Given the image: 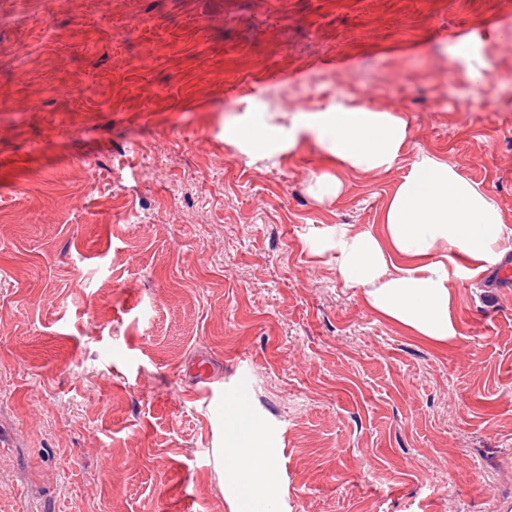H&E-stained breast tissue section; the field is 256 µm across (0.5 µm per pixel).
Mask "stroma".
Listing matches in <instances>:
<instances>
[{"instance_id":"35a3bbf8","label":"stroma","mask_w":512,"mask_h":512,"mask_svg":"<svg viewBox=\"0 0 512 512\" xmlns=\"http://www.w3.org/2000/svg\"><path fill=\"white\" fill-rule=\"evenodd\" d=\"M470 38L487 85L450 62ZM343 95L407 151L308 191L224 119ZM424 154L512 214V0H0V512H233L224 400L275 455L277 512H498L512 499V251L439 347L315 253L377 228ZM210 366L199 384L197 361Z\"/></svg>"}]
</instances>
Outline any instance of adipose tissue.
<instances>
[{
    "mask_svg": "<svg viewBox=\"0 0 512 512\" xmlns=\"http://www.w3.org/2000/svg\"><path fill=\"white\" fill-rule=\"evenodd\" d=\"M224 135L252 163L275 164L317 150L322 169L310 191L324 201L342 194L346 172L379 176L394 168L409 144V122L399 110L363 100L285 112L255 103L229 121ZM380 222V236L336 224L318 231L310 244L335 251L338 276L346 287L362 289L379 317L438 345L455 340L458 283L494 264L512 239L502 210L457 165L424 155L387 199ZM228 417L225 479L234 512H258L275 468L263 423L242 401Z\"/></svg>",
    "mask_w": 512,
    "mask_h": 512,
    "instance_id": "obj_1",
    "label": "adipose tissue"
}]
</instances>
